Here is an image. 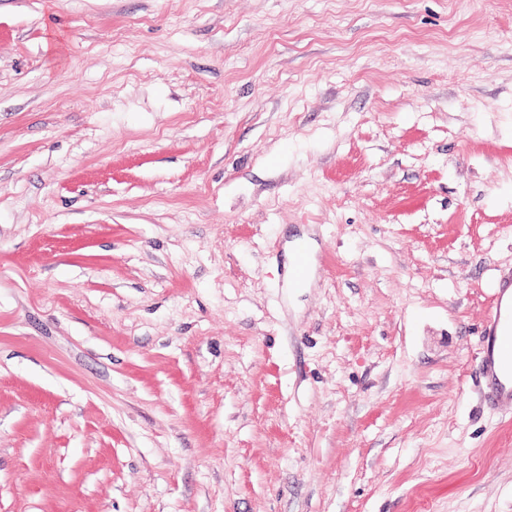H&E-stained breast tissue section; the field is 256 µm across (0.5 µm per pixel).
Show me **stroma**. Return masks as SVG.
Returning <instances> with one entry per match:
<instances>
[{"label":"stroma","instance_id":"1","mask_svg":"<svg viewBox=\"0 0 512 512\" xmlns=\"http://www.w3.org/2000/svg\"><path fill=\"white\" fill-rule=\"evenodd\" d=\"M501 274L512 0H0V512H512ZM491 311L481 328L477 369L485 399L512 412V276L494 284Z\"/></svg>","mask_w":512,"mask_h":512}]
</instances>
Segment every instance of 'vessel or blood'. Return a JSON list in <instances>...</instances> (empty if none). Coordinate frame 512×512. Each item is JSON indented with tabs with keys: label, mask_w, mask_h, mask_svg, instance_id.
<instances>
[{
	"label": "vessel or blood",
	"mask_w": 512,
	"mask_h": 512,
	"mask_svg": "<svg viewBox=\"0 0 512 512\" xmlns=\"http://www.w3.org/2000/svg\"><path fill=\"white\" fill-rule=\"evenodd\" d=\"M477 369L486 400L512 411V276L494 284L491 311L481 328Z\"/></svg>",
	"instance_id": "vessel-or-blood-1"
}]
</instances>
